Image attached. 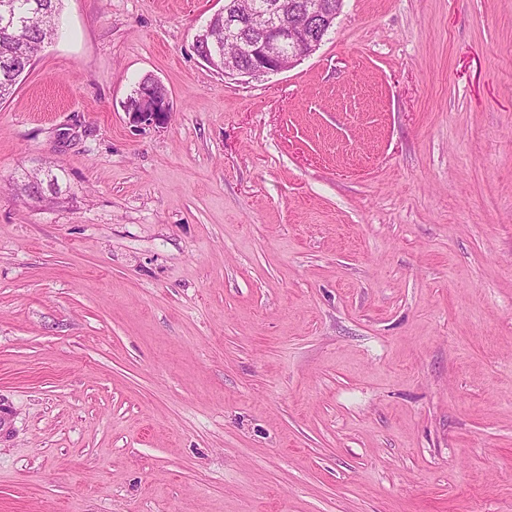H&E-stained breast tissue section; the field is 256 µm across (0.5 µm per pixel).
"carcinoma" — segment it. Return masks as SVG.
I'll return each instance as SVG.
<instances>
[{
	"mask_svg": "<svg viewBox=\"0 0 512 512\" xmlns=\"http://www.w3.org/2000/svg\"><path fill=\"white\" fill-rule=\"evenodd\" d=\"M62 0H0V101L11 96L36 59L37 44L52 40L59 29ZM42 196L61 194L51 169L37 174Z\"/></svg>",
	"mask_w": 512,
	"mask_h": 512,
	"instance_id": "carcinoma-1",
	"label": "carcinoma"
}]
</instances>
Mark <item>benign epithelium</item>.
Returning <instances> with one entry per match:
<instances>
[{
	"label": "benign epithelium",
	"instance_id": "7a95c632",
	"mask_svg": "<svg viewBox=\"0 0 512 512\" xmlns=\"http://www.w3.org/2000/svg\"><path fill=\"white\" fill-rule=\"evenodd\" d=\"M290 5L286 0L257 6L265 13L266 25L272 35L258 40H245L241 36L243 21L229 13L224 17V40L237 49L234 56L224 54L219 45H210L204 35L197 42L202 44L198 54L212 67L224 71L226 75L258 77L278 73L293 67L303 57L310 55L321 44L320 35L332 24L333 14L325 5V0H312L308 18L311 24H298L290 21ZM169 111L167 97L144 93L139 96L132 112L147 122L158 112Z\"/></svg>",
	"mask_w": 512,
	"mask_h": 512
}]
</instances>
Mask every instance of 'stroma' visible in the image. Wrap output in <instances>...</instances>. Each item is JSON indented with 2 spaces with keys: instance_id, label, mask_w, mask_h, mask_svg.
I'll return each mask as SVG.
<instances>
[{
  "instance_id": "obj_1",
  "label": "stroma",
  "mask_w": 512,
  "mask_h": 512,
  "mask_svg": "<svg viewBox=\"0 0 512 512\" xmlns=\"http://www.w3.org/2000/svg\"><path fill=\"white\" fill-rule=\"evenodd\" d=\"M223 5L63 0L0 101V512H512V0L248 81ZM144 92H151L155 94ZM135 93L136 97H130L128 106L131 108L138 99L131 112H134L135 115L139 116L144 122L150 121L151 117L158 112H169V101L167 96L157 95L166 93L165 88L162 84L151 77L143 79ZM43 173H45V175H43ZM31 178L42 179L41 185H43L45 188L44 192L42 193V198L43 197L48 198L43 201L50 202L52 199H55L56 196H54V195L58 196L59 194H61L59 177L53 171V169L48 168V169L40 170L39 173H35V175H25V177H23V180L20 181V183L18 184L19 190L22 193H24L28 198L33 200V197H34L28 193V189L30 188V179ZM47 193L49 194L50 197L47 195Z\"/></svg>"
}]
</instances>
